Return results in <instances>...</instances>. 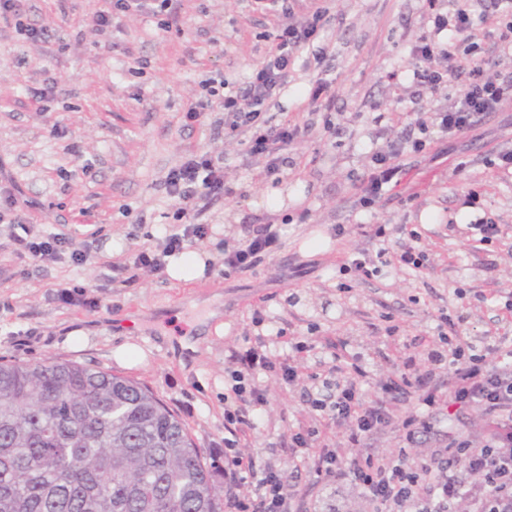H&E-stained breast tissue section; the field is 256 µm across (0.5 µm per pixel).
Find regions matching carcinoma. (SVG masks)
<instances>
[{"instance_id": "cac0c4a2", "label": "carcinoma", "mask_w": 512, "mask_h": 512, "mask_svg": "<svg viewBox=\"0 0 512 512\" xmlns=\"http://www.w3.org/2000/svg\"><path fill=\"white\" fill-rule=\"evenodd\" d=\"M0 512H223L177 415L73 361L0 362Z\"/></svg>"}]
</instances>
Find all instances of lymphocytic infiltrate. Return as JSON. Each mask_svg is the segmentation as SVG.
<instances>
[{
  "mask_svg": "<svg viewBox=\"0 0 512 512\" xmlns=\"http://www.w3.org/2000/svg\"><path fill=\"white\" fill-rule=\"evenodd\" d=\"M327 14V8L319 7L300 24L278 28L274 47L246 86L224 98L225 126L247 135L251 153L266 159V176L279 173L282 154L301 129L287 122L271 124L263 114L285 84L294 52L317 35ZM476 17L494 28L500 50L512 51V0H472L470 5L432 15V35L423 37L413 49L418 65L412 71V81L436 93L461 78L464 89L456 104L437 112L433 119L421 115L412 119L416 133L406 136L400 146L373 154L372 166L357 193L360 208L373 207L397 186L400 156L422 153L431 131L448 137L464 135L480 116L499 111L512 99V78L488 76L487 60L479 56L478 46L469 36ZM164 185L178 206L180 222L167 231L161 246L141 247L133 257L134 268L156 273L163 271L166 257L181 251L186 242L208 238V225L196 221L199 203L234 193L224 182L223 162L206 152L187 154L178 167L169 170ZM278 245L275 225L246 227L234 246L225 247L224 267L250 269ZM11 246L14 254L41 266L64 259L81 265L89 259L69 237L29 227L12 237ZM291 349V356L282 359L262 344L231 356L233 396L224 404V424L230 433L224 441V512H310L282 469L240 450L255 418L268 405L260 375L275 373L288 384L297 379L296 357L309 346L295 341ZM493 350L498 361L491 364L479 354L471 337L445 340L443 346L427 352L422 366L381 383L380 395L371 401L362 389V371L333 380L312 374V382L324 388L323 394L307 401L318 419L290 428L288 450L297 460H311L317 476L350 480L373 502L375 512H448L454 499L463 496L470 497L473 512H512V336L496 337ZM447 368L452 371V384L445 389L437 385L436 377ZM390 400L403 401L400 414L388 410ZM473 405L491 416L495 429L484 448L474 450L461 444L452 454L469 474L477 476L476 484L451 483L431 463L409 462L406 447L419 433L428 431L433 421L447 419L449 407ZM323 422L346 426V443L351 448L389 428L402 431L406 445L379 456H347L341 449L321 443L319 425Z\"/></svg>",
  "mask_w": 512,
  "mask_h": 512,
  "instance_id": "obj_1",
  "label": "lymphocytic infiltrate"
}]
</instances>
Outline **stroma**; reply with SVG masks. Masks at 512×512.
Instances as JSON below:
<instances>
[{"mask_svg": "<svg viewBox=\"0 0 512 512\" xmlns=\"http://www.w3.org/2000/svg\"><path fill=\"white\" fill-rule=\"evenodd\" d=\"M101 6L18 0L16 14L0 18V181L26 202L19 223L0 222V359L71 360L143 383L182 421L220 484L232 353L280 328L307 337L306 377L290 386L264 377L269 404L246 450L283 468L313 512H374L350 481L322 480L310 461L294 459L288 429L308 419V375L323 372L332 354L365 371L373 398L380 381L407 361L422 362L437 342L439 308L462 317L461 331L473 340L499 328L512 291V175L496 160L512 150V102L485 113L465 136L437 133L425 156H404L398 185L365 211L355 205L356 186L373 153L399 139L397 116L433 115L462 92L459 80L431 94L411 79V49L428 35L432 10H448L449 0H328L330 21L299 51L267 113L302 129L274 179L260 177L263 158L250 153L246 136L225 129L221 108L192 123L185 114L212 81L244 87L278 18L253 0H174L168 28L145 10L115 13L100 31L91 21ZM22 24L48 34L25 38ZM320 80L334 89L326 108L309 100ZM192 151L219 157L235 190L207 202L199 223L231 240L242 225L276 224L279 249L231 273L223 251H212L213 273L201 280L145 269L129 282L114 280L111 263L173 224L164 180ZM479 220L501 225L503 236L475 242L469 226ZM25 224L73 237L90 260L39 267L18 258L10 236ZM338 224L346 227L340 237ZM379 224L382 239L374 235ZM402 226L419 233L426 269L385 267L367 280L339 275L346 258L394 247ZM490 262L495 271H487ZM64 286L84 287L95 306L62 302ZM257 309L260 324L252 320ZM76 329L86 346L71 343ZM449 418L407 448L411 459L448 460L451 428L482 447L491 430L482 409Z\"/></svg>", "mask_w": 512, "mask_h": 512, "instance_id": "obj_1", "label": "stroma"}]
</instances>
